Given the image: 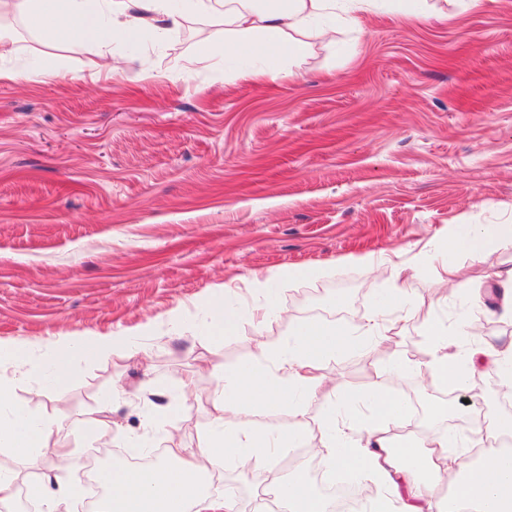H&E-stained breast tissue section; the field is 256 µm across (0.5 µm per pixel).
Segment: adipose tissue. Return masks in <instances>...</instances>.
I'll list each match as a JSON object with an SVG mask.
<instances>
[{
    "instance_id": "1",
    "label": "adipose tissue",
    "mask_w": 512,
    "mask_h": 512,
    "mask_svg": "<svg viewBox=\"0 0 512 512\" xmlns=\"http://www.w3.org/2000/svg\"><path fill=\"white\" fill-rule=\"evenodd\" d=\"M370 0H0V18L19 16L47 41L72 45L89 42L100 68L117 72L125 63L113 44L136 42L142 31L166 36L192 18L217 22L224 37L203 45L198 56L185 59L182 69L192 74L196 65L223 60L226 52L247 60L258 57L262 66L237 70L241 79L273 81L284 75L292 59L313 42L333 43L336 20L358 24ZM512 237L511 224H459L444 243L448 260L437 279L441 288L471 290L475 299L493 298L502 314L512 316V268L496 272L488 288L471 286L460 276L453 256L480 257L490 240ZM433 380L465 392L466 370L452 352L450 332L432 328ZM357 341L342 329L318 322L298 326L285 351L262 349L253 362L229 368L215 366L211 399L212 432L206 447L190 451L173 444L176 419L162 430L168 440L164 460L149 468L113 466L104 474L106 494L101 512H242L233 497L214 498L198 482L221 474L225 462L239 473L264 471L278 489L283 512H325L303 472L289 479L274 476L273 465L283 449L296 448L305 437L309 405L318 398H335L336 387L320 370L337 354L355 349ZM367 410L346 401L339 412L319 424L323 435L318 450L323 469L348 473L377 490L372 512H512V448L492 447V440L512 437V414L485 417L476 427L487 441L480 453L463 444L458 456L448 454L446 435L427 434L408 443H393L390 427L407 415L404 401L394 397L380 380L363 393ZM288 412L296 422L285 431H264L253 416ZM54 423L38 419L23 407L0 416V455L25 459L41 453L50 466L63 471L74 466V449L50 446ZM450 478L448 495L440 481ZM41 504V512H59L78 503L80 489L50 475L31 480L19 473L0 472V505H9L20 489Z\"/></svg>"
}]
</instances>
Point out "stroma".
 <instances>
[{
  "label": "stroma",
  "mask_w": 512,
  "mask_h": 512,
  "mask_svg": "<svg viewBox=\"0 0 512 512\" xmlns=\"http://www.w3.org/2000/svg\"><path fill=\"white\" fill-rule=\"evenodd\" d=\"M417 2L376 0L294 76L265 83L232 80L229 56L182 75V59L223 38L216 24L143 31L126 69L99 77L92 44L54 46L19 22L0 61L20 75L0 80V384L13 403L66 410L73 448L91 444L83 421L106 400L116 451L155 447L172 415L177 443L195 448L213 364L255 360L259 338L287 348L301 323L355 331L381 312L393 354L370 344L323 372L350 393L385 379L403 399L428 393L411 370L429 358L423 315L482 322L491 349L511 343L512 320L435 278L456 225H512V0H429L443 15L427 22ZM456 261L487 284L512 267V240ZM295 266L320 273L250 285ZM399 284L417 316L385 307ZM220 304L240 312L233 330L216 324ZM266 305L279 317L245 314ZM98 336L115 337V353L86 357ZM55 352L71 368L60 385L16 364ZM470 380L482 397L452 394L456 431L502 411L494 374Z\"/></svg>",
  "instance_id": "35a3bbf8"
}]
</instances>
